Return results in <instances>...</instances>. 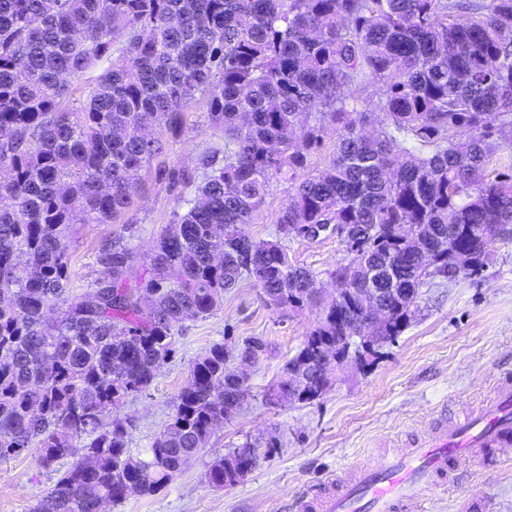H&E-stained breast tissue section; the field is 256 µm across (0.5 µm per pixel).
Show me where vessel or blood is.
Segmentation results:
<instances>
[{
	"label": "vessel or blood",
	"instance_id": "b4317fda",
	"mask_svg": "<svg viewBox=\"0 0 512 512\" xmlns=\"http://www.w3.org/2000/svg\"><path fill=\"white\" fill-rule=\"evenodd\" d=\"M512 446V375L499 377L480 408L463 421L439 422L426 438L359 465L319 490L301 494L291 512H422L428 491Z\"/></svg>",
	"mask_w": 512,
	"mask_h": 512
}]
</instances>
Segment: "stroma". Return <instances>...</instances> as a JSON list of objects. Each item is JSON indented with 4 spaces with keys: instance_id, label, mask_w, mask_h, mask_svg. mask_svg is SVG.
<instances>
[{
    "instance_id": "1",
    "label": "stroma",
    "mask_w": 512,
    "mask_h": 512,
    "mask_svg": "<svg viewBox=\"0 0 512 512\" xmlns=\"http://www.w3.org/2000/svg\"><path fill=\"white\" fill-rule=\"evenodd\" d=\"M223 143L204 102L194 104L182 135L167 139L164 152L142 172L132 208L114 224L73 225L70 287L81 289L95 276L103 239L122 236L138 253H148L188 195L182 188L169 190L168 171L201 177L206 148ZM291 194L289 183H272L245 233L276 239V218ZM286 247L292 261L316 273L318 302L278 309L254 280L244 279L225 291L220 310L183 323L175 335L177 354L158 369L150 389L112 411L127 422L133 453L148 448L167 424L191 361L214 344L231 348L250 336L266 340L267 353L248 370L251 395L212 435L205 453L160 493L128 496L105 512H289L294 497L316 489L330 471H350L421 437L434 421L453 422L476 411L500 373L512 370L511 240L492 246L478 273L422 288L410 325L373 365L348 364L313 402L265 403L263 390L279 378L335 296L333 271L348 262L344 243L333 234L291 239ZM271 435L279 448L262 453L242 481L224 489L209 483L206 471L214 457L245 439ZM55 480V472L31 453L0 462V512H31ZM427 498V512H512V450L492 454Z\"/></svg>"
}]
</instances>
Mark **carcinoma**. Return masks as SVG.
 Listing matches in <instances>:
<instances>
[{
    "label": "carcinoma",
    "mask_w": 512,
    "mask_h": 512,
    "mask_svg": "<svg viewBox=\"0 0 512 512\" xmlns=\"http://www.w3.org/2000/svg\"><path fill=\"white\" fill-rule=\"evenodd\" d=\"M377 83V95L356 96ZM198 100L224 152L205 156L200 182L173 179L194 196L149 254L106 240L97 277L70 290L71 225L128 211L164 149L143 127L176 138ZM372 114L379 128L366 136ZM328 126L336 151L310 174ZM1 130L0 460L33 452L50 467L83 449L88 459L61 472L32 512H98L168 485L250 393L229 350L212 346L192 361L164 429L132 454L112 408L175 357L179 324L212 314L242 278L276 308L316 300L315 273L281 244L301 225H346L351 258L333 276L364 288L373 273L374 287L396 289L380 347L408 327L421 288L453 279L454 251L470 252L475 273L492 245L512 239V175L497 156L512 144V0H0ZM274 177L294 183L280 240L255 241L242 226ZM404 225L424 232L430 258L400 236ZM354 330L325 309L284 366L312 361L313 386L296 401L331 382L321 346L366 352ZM266 349L245 339L241 363ZM278 445L245 439L209 463V483L236 484L246 452L257 459Z\"/></svg>",
    "instance_id": "1"
}]
</instances>
